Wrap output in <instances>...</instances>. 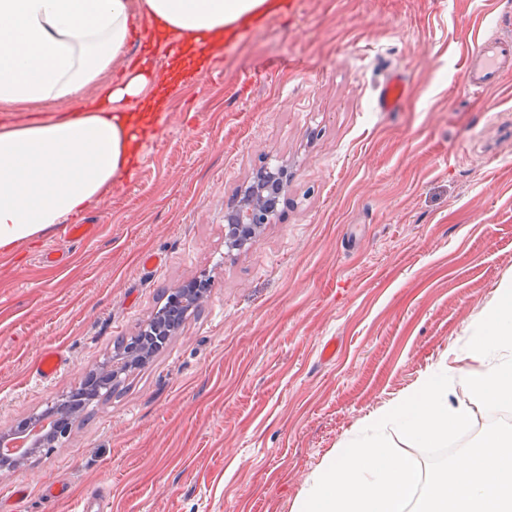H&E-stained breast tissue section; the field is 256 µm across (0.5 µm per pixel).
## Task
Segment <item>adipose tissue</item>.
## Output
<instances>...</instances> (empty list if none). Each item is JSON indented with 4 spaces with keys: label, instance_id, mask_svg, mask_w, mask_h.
I'll return each mask as SVG.
<instances>
[{
    "label": "adipose tissue",
    "instance_id": "1",
    "mask_svg": "<svg viewBox=\"0 0 512 512\" xmlns=\"http://www.w3.org/2000/svg\"><path fill=\"white\" fill-rule=\"evenodd\" d=\"M275 0H0V112L65 103L70 116L0 127V252L40 236L100 199L129 173L133 129L153 128L163 105L155 73L122 65L136 17L185 50L220 45L237 23L272 13ZM119 81H112L114 66ZM466 330L405 398L380 406L364 436L313 472L292 512H512V438L489 430L449 473L421 482L415 460L386 438L398 428L417 447L465 435L475 410L512 406V282L496 288Z\"/></svg>",
    "mask_w": 512,
    "mask_h": 512
}]
</instances>
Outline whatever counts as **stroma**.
Wrapping results in <instances>:
<instances>
[{
  "label": "stroma",
  "mask_w": 512,
  "mask_h": 512,
  "mask_svg": "<svg viewBox=\"0 0 512 512\" xmlns=\"http://www.w3.org/2000/svg\"><path fill=\"white\" fill-rule=\"evenodd\" d=\"M509 17L512 0H297L174 89L139 166L82 212L90 239L60 224L0 253V427L77 386L167 290L212 284L66 442L0 472V512L94 489L104 512H291L512 279V80L477 101L460 68ZM389 63L412 95L378 112ZM265 166L288 170L276 220L228 249L224 209Z\"/></svg>",
  "instance_id": "1"
}]
</instances>
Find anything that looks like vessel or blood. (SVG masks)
I'll use <instances>...</instances> for the list:
<instances>
[{
    "label": "vessel or blood",
    "instance_id": "b4317fda",
    "mask_svg": "<svg viewBox=\"0 0 512 512\" xmlns=\"http://www.w3.org/2000/svg\"><path fill=\"white\" fill-rule=\"evenodd\" d=\"M512 76V39L482 36L468 50L463 78L474 98L486 93ZM410 84L403 72L396 67L387 68L379 85L376 109L380 112L399 111L410 97Z\"/></svg>",
    "mask_w": 512,
    "mask_h": 512
}]
</instances>
